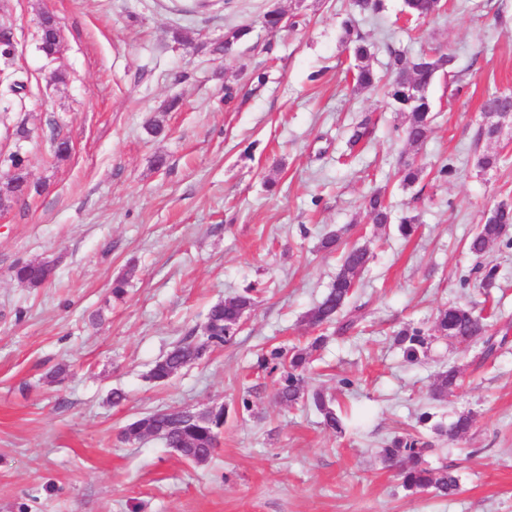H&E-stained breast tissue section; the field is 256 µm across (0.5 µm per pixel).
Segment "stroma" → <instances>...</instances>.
Here are the masks:
<instances>
[{
  "label": "stroma",
  "mask_w": 512,
  "mask_h": 512,
  "mask_svg": "<svg viewBox=\"0 0 512 512\" xmlns=\"http://www.w3.org/2000/svg\"><path fill=\"white\" fill-rule=\"evenodd\" d=\"M401 5L382 0L369 14L352 0H223L184 14L176 0H0L13 66L28 79L12 122L29 131L19 142L0 125V151L21 150L39 187L0 209V512H512V235L483 259L466 247L488 208L512 202V124L478 136L486 95L512 91V0H447L424 21ZM273 8L289 22L275 35L261 25ZM45 12L63 45L52 59L37 48ZM349 16L378 72L392 48L452 57L459 83L441 75L429 87L423 146L405 141L382 92L354 90ZM244 26L231 56L214 53ZM55 70L64 82H49ZM228 84L239 90L229 105ZM158 115L167 132L153 138L145 126ZM366 118L372 141L349 151V130ZM56 128L71 141L63 160ZM487 152L499 162L483 171ZM404 160L423 169L410 186L396 174ZM444 165L453 172L442 177ZM374 189L393 216L419 215L411 236L374 226L363 207ZM339 228L373 260L345 311L354 337L330 339L307 379L335 398L336 435L311 407L276 401L257 360L318 336L307 315L340 265L320 240ZM43 260L51 283L14 277ZM485 260L497 267L487 294ZM123 274L127 292L113 298ZM253 283L263 292L233 345L166 385L147 380L174 343L202 335L212 304ZM467 301L495 312L491 331L506 343L494 357L482 340L437 335L420 362L405 361L395 331L432 328L439 310ZM451 364L464 384L435 400V376ZM115 389L127 395L118 406ZM218 406L224 429L200 464L161 439L120 437L156 411ZM467 410L470 435L426 456L457 477L454 496L408 491L384 467V443L418 429L421 413L447 423Z\"/></svg>",
  "instance_id": "obj_1"
}]
</instances>
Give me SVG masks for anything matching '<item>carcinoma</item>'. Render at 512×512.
Instances as JSON below:
<instances>
[{"label":"carcinoma","mask_w":512,"mask_h":512,"mask_svg":"<svg viewBox=\"0 0 512 512\" xmlns=\"http://www.w3.org/2000/svg\"><path fill=\"white\" fill-rule=\"evenodd\" d=\"M408 15L417 19H428L441 12L443 0H404ZM39 50L46 56L59 52L61 43L52 25V16L40 17ZM343 42L356 61L354 89L372 90L380 79L370 64L371 46L365 37L355 30L351 21L343 22ZM389 68L392 76L384 85V96L395 110L405 115L402 132L407 142L415 147L423 145L431 132L434 118L427 89L435 78L451 67L452 57L421 55L410 59L405 53L389 49ZM512 110L511 92H494L488 95L481 105V111L506 112ZM371 134L370 121L364 119L350 131L347 144L353 148ZM0 168L5 169V187L9 194L25 192L27 174L25 160L19 151H13L0 158ZM403 184H414L422 174V168L415 162L404 161L398 171ZM365 209L373 223L384 228L391 220V212L381 191L371 192L365 199ZM512 228V205L501 201L489 209L483 223L477 225L468 241V250L477 257L485 255L489 245L507 235ZM372 259L365 246H351L342 253L339 271L322 300L307 315L309 324L315 327L330 326L338 314L350 303L358 284V275ZM54 268L49 262H31L14 269V277L32 287H40L53 276ZM256 289L249 285L236 296L215 303L207 313L204 334L200 337L189 335L180 340L162 358L157 360L149 371L148 378L164 384L183 368L190 366L214 350L233 343L240 332L245 317L256 304ZM433 331L460 343L482 339L485 356L495 354L502 343L488 334L487 317L475 313L470 305H455L445 308L437 315ZM396 342L401 346L404 357L410 362L426 355L431 334L421 327H404L396 331ZM326 340L317 336L305 348H274L258 359V366L270 375L276 376V397L290 406L309 401L322 416V425L333 433H343L344 424L336 413L333 403L323 390L306 389V372L312 355ZM461 371L455 365L436 375L433 396L443 400L460 387ZM224 408L195 412L189 409L159 411L132 421L122 429L125 440H139L145 436H156L174 448L185 460L202 463L207 461L217 447V439L224 429ZM473 425L471 412L457 414L447 425L437 423L432 430L438 437L449 441L465 438ZM433 442L423 434L415 433L397 436L382 448L381 457L386 466L398 471L403 487L412 492H431L447 497L456 494L458 479L445 469L428 465L426 453Z\"/></svg>","instance_id":"cac0c4a2"}]
</instances>
